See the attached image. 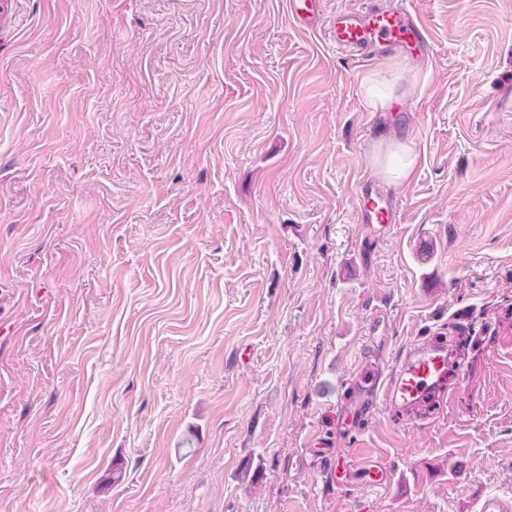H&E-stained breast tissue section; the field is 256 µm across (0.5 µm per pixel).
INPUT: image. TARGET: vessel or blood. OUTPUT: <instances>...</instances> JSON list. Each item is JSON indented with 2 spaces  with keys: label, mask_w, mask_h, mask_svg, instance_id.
Here are the masks:
<instances>
[{
  "label": "vessel or blood",
  "mask_w": 512,
  "mask_h": 512,
  "mask_svg": "<svg viewBox=\"0 0 512 512\" xmlns=\"http://www.w3.org/2000/svg\"><path fill=\"white\" fill-rule=\"evenodd\" d=\"M288 15L298 25L317 23L321 0H287ZM331 41L350 57L365 60L399 52L432 53L428 30L421 17L410 11L405 0H389L364 12L339 11L329 20ZM355 217L361 224H393L397 217L390 203L377 190L373 178L361 181ZM448 384V349L431 344L409 354L384 380L368 382L372 392L383 393L398 411L409 412Z\"/></svg>",
  "instance_id": "obj_1"
}]
</instances>
